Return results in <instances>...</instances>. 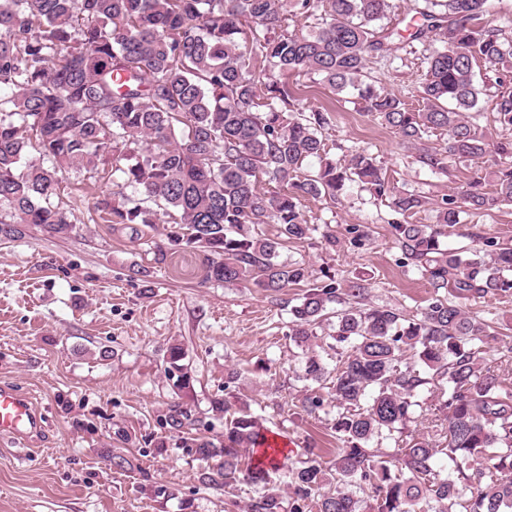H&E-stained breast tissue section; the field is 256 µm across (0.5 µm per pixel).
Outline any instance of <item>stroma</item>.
I'll return each instance as SVG.
<instances>
[{"label":"stroma","instance_id":"obj_1","mask_svg":"<svg viewBox=\"0 0 512 512\" xmlns=\"http://www.w3.org/2000/svg\"><path fill=\"white\" fill-rule=\"evenodd\" d=\"M366 72L419 106L424 47L401 39L388 60L368 62ZM290 83L306 106L329 109L323 137L332 157L367 151L397 190L424 197L409 223L436 224L441 198L461 195L493 163L489 156L452 158L447 172H431L392 130L364 114L355 91L332 92L303 72ZM61 180L59 205L74 231L48 237L32 228L0 241V384L29 398L42 423L24 446L0 442V512H243L256 486L240 483L228 495L207 489L200 481L203 462L159 425L180 402L212 420L208 436L221 441L224 417L212 412L211 401L227 390L265 418L285 445L286 458L269 468L280 488H287L307 443L335 457V404L312 414L297 406L309 383L301 377V350L287 336V308L248 282L205 281L200 250H168L158 260L166 224L103 222L95 203L111 194V172L68 171ZM301 210L311 232L287 243L282 258L305 262L316 274L364 278L372 303L410 314L431 298L421 274L396 262L400 245L387 202L349 183L336 201L308 199ZM354 227L366 235L363 246L350 243ZM488 236L512 244V205L463 213L441 241L472 249ZM173 343L183 346L194 377L187 393L164 372ZM102 345L113 351L104 361ZM159 439L166 442L160 449ZM116 455L128 466L114 467ZM161 485L172 497L156 496Z\"/></svg>","mask_w":512,"mask_h":512}]
</instances>
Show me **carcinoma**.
Listing matches in <instances>:
<instances>
[{"label": "carcinoma", "instance_id": "carcinoma-1", "mask_svg": "<svg viewBox=\"0 0 512 512\" xmlns=\"http://www.w3.org/2000/svg\"><path fill=\"white\" fill-rule=\"evenodd\" d=\"M490 0H422L409 39L429 45L422 108L363 80L370 58L390 54L401 38L385 23L390 0H0V239L34 226L50 236L74 225L55 199L58 172L112 167L123 185L97 202L111 224H153L156 209L172 211L171 246L207 253L205 280H250L273 298L308 284L288 310V336L303 352L306 381L331 380L333 428L342 446L333 465L316 449L291 472L288 496L268 472L243 466L254 448H278L246 407H234L227 378L212 409L224 413V444L186 436L199 421L180 404L162 427L182 447L218 463L204 485L263 484L245 512H512V336L498 335L466 302L512 291V246L495 237L484 249L452 251L440 232L402 219L424 204L397 194L376 158L357 151L344 162L325 156L327 114L306 110L288 78L305 71L334 92L351 87L363 111L418 149L434 171L446 160L499 157L492 193L482 178L463 203L479 210L512 205V92L495 102L499 137L479 127L480 89L474 66L504 85L512 42L491 25ZM322 8L306 34L288 30V14ZM254 58L270 64L256 73ZM448 136L444 150L423 147L429 133ZM316 158L307 174L303 163ZM285 184L266 191L262 178ZM358 182L390 201L401 254L398 263L422 272L433 296L415 315L367 301L370 283L331 275L311 281L308 265L280 259L286 240L311 227L306 197L334 198ZM461 206L442 200L438 223H460ZM277 224L269 238L258 224ZM336 352L334 367L324 359ZM179 344L167 350L165 372L179 391L193 377ZM446 395V445L398 434L414 420L427 386ZM445 464L436 467V455ZM336 492L323 493L328 478ZM353 484L373 504L345 490Z\"/></svg>", "mask_w": 512, "mask_h": 512}]
</instances>
